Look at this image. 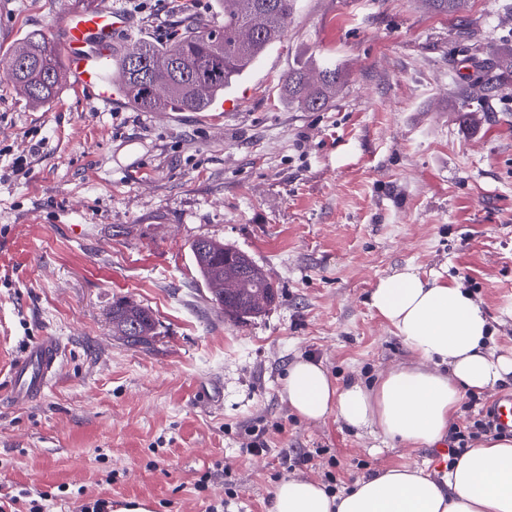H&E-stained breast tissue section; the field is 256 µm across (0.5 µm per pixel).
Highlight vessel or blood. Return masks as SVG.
<instances>
[{
  "label": "vessel or blood",
  "instance_id": "1",
  "mask_svg": "<svg viewBox=\"0 0 512 512\" xmlns=\"http://www.w3.org/2000/svg\"><path fill=\"white\" fill-rule=\"evenodd\" d=\"M133 19L113 0H96L86 10L67 12L57 29L67 59L70 85L96 105L110 106L116 97L112 76V53L119 35L131 33ZM56 340L43 339L29 346L8 370L7 390L11 401L23 405L39 398L59 368ZM492 419L512 430V393L497 396L490 407Z\"/></svg>",
  "mask_w": 512,
  "mask_h": 512
}]
</instances>
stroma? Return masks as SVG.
I'll return each instance as SVG.
<instances>
[{"label": "stroma", "mask_w": 512, "mask_h": 512, "mask_svg": "<svg viewBox=\"0 0 512 512\" xmlns=\"http://www.w3.org/2000/svg\"><path fill=\"white\" fill-rule=\"evenodd\" d=\"M115 2L155 44L178 20L223 13L221 0ZM73 7L0 0V55ZM510 48L512 0H470L461 18L420 0H295L230 112H139L120 98L97 111L68 88L35 105L0 75V383L36 341L62 348L43 398L0 401V490L52 492L47 512L97 497L272 512L291 475L339 492L400 465L441 480L447 440L305 420L283 384L301 357L339 387L412 364L369 305L378 279L407 266L472 292L492 348L512 351V74L476 124L455 89ZM313 59L340 64L346 83L306 112L282 80ZM198 237L251 255L278 302L225 319L194 267ZM120 301L152 312L151 345L113 336ZM253 430L264 455L244 452ZM288 451L312 460L286 469Z\"/></svg>", "instance_id": "stroma-1"}]
</instances>
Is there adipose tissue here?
<instances>
[{"label":"adipose tissue","mask_w":512,"mask_h":512,"mask_svg":"<svg viewBox=\"0 0 512 512\" xmlns=\"http://www.w3.org/2000/svg\"><path fill=\"white\" fill-rule=\"evenodd\" d=\"M370 305L395 328L416 365L390 370L371 388H339L320 363L297 359L283 393L299 417L333 414L351 428L432 444L447 432L462 391L482 392L512 377V354L491 348L489 319L460 284L422 278L408 266L379 279ZM274 512H512V437L480 441L442 483L409 465L380 470L336 494L290 477L274 489Z\"/></svg>","instance_id":"1"}]
</instances>
